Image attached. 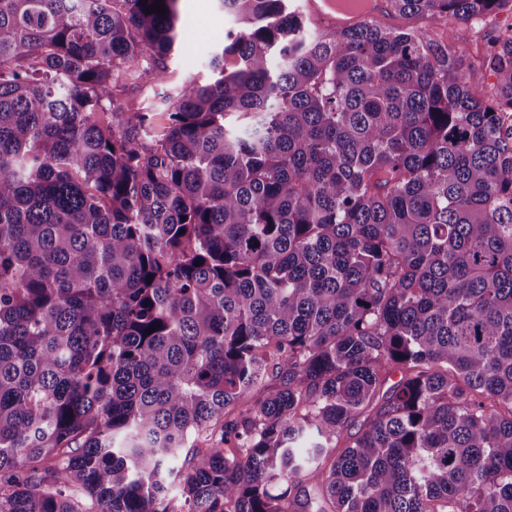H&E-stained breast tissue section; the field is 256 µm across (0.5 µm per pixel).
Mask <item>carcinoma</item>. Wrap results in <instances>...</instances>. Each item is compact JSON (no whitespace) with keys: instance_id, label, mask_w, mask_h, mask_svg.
Segmentation results:
<instances>
[{"instance_id":"carcinoma-1","label":"carcinoma","mask_w":512,"mask_h":512,"mask_svg":"<svg viewBox=\"0 0 512 512\" xmlns=\"http://www.w3.org/2000/svg\"><path fill=\"white\" fill-rule=\"evenodd\" d=\"M180 2L0 0V512H512V0ZM179 13V37L169 59L173 79L204 77L211 51L224 44L226 33L238 22L224 13L217 0H183ZM306 0H292L290 7L298 10L303 16L310 30H336L354 26L366 20H380L388 8L387 0L363 1L360 9L336 11L333 6L336 2L331 0H308L306 10L309 19L303 14L302 5ZM329 8L330 10H328ZM380 23L390 28H415L426 32L430 38L443 43L448 37V20L439 15L405 16L388 10L387 19ZM512 34V11L489 16L464 42L455 46V57L469 82L473 93L485 102H491L496 92V76L479 66L490 41Z\"/></svg>"}]
</instances>
